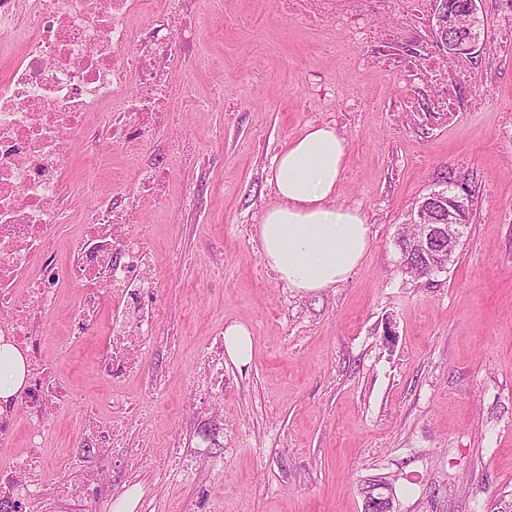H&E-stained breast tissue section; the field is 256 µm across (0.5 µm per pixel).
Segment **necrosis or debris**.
Returning a JSON list of instances; mask_svg holds the SVG:
<instances>
[{
	"label": "necrosis or debris",
	"instance_id": "obj_1",
	"mask_svg": "<svg viewBox=\"0 0 512 512\" xmlns=\"http://www.w3.org/2000/svg\"><path fill=\"white\" fill-rule=\"evenodd\" d=\"M146 0H0V36L20 43L10 71L0 80V340L15 346L29 363L23 388L0 407V450L24 442L25 456L0 467V512L23 503L41 512H85L88 503L107 508L112 488L106 476L116 460L145 462L146 449H132L129 429L140 412L123 389L139 373L157 327L152 258L143 246V231L133 230L143 196L160 207L168 168H142L132 186L108 194L88 186L97 204L85 224L63 236L60 214L69 165L67 145L87 132L88 121L103 113L110 143L127 152L140 149L148 133L168 127L169 100L175 74L193 63L197 31L189 17L175 18L161 9L153 28L136 32L131 24ZM397 63L406 72L424 69L432 83L443 85L465 61L441 63L427 43L412 47ZM66 237L69 263L51 259L54 243ZM75 288L69 334L58 342V354L83 345L104 301L113 305L112 323L91 363L109 383L106 396L83 402L41 356L49 313L61 304L64 289ZM191 394L181 411L193 413L198 402L213 410L224 403V334L216 332L206 346L202 370L191 380ZM83 404L85 446L65 460L73 480L50 483L46 441L53 415ZM177 460H164L167 478L196 484L202 473L217 475L223 457L185 454L179 439Z\"/></svg>",
	"mask_w": 512,
	"mask_h": 512
}]
</instances>
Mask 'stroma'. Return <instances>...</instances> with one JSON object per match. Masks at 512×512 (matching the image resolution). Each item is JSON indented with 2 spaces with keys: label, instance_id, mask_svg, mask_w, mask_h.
Returning <instances> with one entry per match:
<instances>
[{
  "label": "stroma",
  "instance_id": "stroma-1",
  "mask_svg": "<svg viewBox=\"0 0 512 512\" xmlns=\"http://www.w3.org/2000/svg\"><path fill=\"white\" fill-rule=\"evenodd\" d=\"M504 0H481L483 43L458 98L484 107L453 125L406 111L427 92L378 63L373 43L351 33L361 15L393 30L400 51L434 41L430 19L407 0H330L313 16L297 0H195L202 58L176 74L171 129L129 154L87 135L68 146L65 226L75 233L96 201L80 185L134 182L167 156L174 137L188 149L166 178L171 208L140 206L155 257L163 317L140 375L124 384L144 411L131 444L164 455L174 425L187 447L213 428L221 474L206 487L144 468L151 512H364L368 482L389 483L394 512H512V56L485 50L499 33ZM224 97L206 109L215 83ZM346 136L337 201L371 226L361 264L343 282L299 292L279 282L261 252L259 218L276 200L274 157L310 123ZM474 192L470 222L447 271L415 280L398 269V229L445 172ZM111 318L71 355H43L86 397L105 393L88 362ZM240 322L253 339L245 364L224 362V409L199 406L182 423L197 355L216 329ZM164 383L163 396L145 386ZM83 410L58 413L47 442L57 465L77 447Z\"/></svg>",
  "mask_w": 512,
  "mask_h": 512
}]
</instances>
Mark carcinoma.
Returning a JSON list of instances; mask_svg holds the SVG:
<instances>
[{"mask_svg": "<svg viewBox=\"0 0 512 512\" xmlns=\"http://www.w3.org/2000/svg\"><path fill=\"white\" fill-rule=\"evenodd\" d=\"M440 2H442V10L453 19V24L445 23L436 26L437 46L445 51H462L465 45L478 41L481 33V20L478 17V10L475 9L476 0H440ZM442 179L444 187L422 197L408 214L396 239L400 255L409 256L416 233V228L412 226V217L418 212L429 214L435 224L448 222L463 226L468 224V199L459 196L456 193V188L450 186V183L454 182L452 177L444 175ZM429 265L430 260L424 255L417 258L410 256L407 276L421 279L425 277V268Z\"/></svg>", "mask_w": 512, "mask_h": 512, "instance_id": "cac0c4a2", "label": "carcinoma"}]
</instances>
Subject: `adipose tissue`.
<instances>
[{"mask_svg": "<svg viewBox=\"0 0 512 512\" xmlns=\"http://www.w3.org/2000/svg\"><path fill=\"white\" fill-rule=\"evenodd\" d=\"M348 155L346 138L332 125L310 124L291 138L271 165L279 204L263 214L260 238L279 281L320 291L345 281L370 246V227L352 208L338 204L337 188ZM26 363L11 345L0 344V402L21 390Z\"/></svg>", "mask_w": 512, "mask_h": 512, "instance_id": "adipose-tissue-1", "label": "adipose tissue"}]
</instances>
